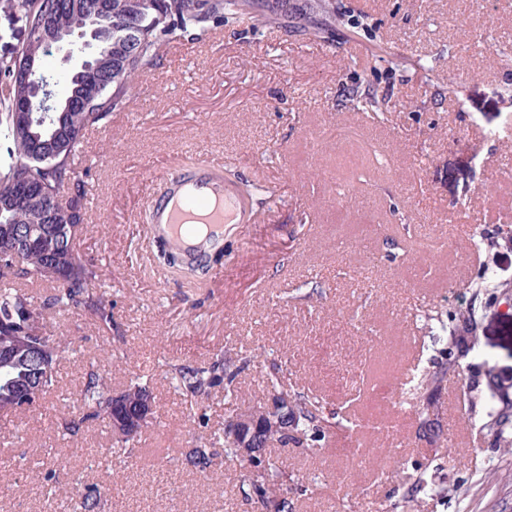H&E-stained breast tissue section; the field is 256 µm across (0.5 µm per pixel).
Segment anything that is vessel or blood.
I'll use <instances>...</instances> for the list:
<instances>
[{"mask_svg": "<svg viewBox=\"0 0 512 512\" xmlns=\"http://www.w3.org/2000/svg\"><path fill=\"white\" fill-rule=\"evenodd\" d=\"M254 216L253 198L240 182L200 157L167 180L150 206L149 231L192 263L223 244L226 225L248 224Z\"/></svg>", "mask_w": 512, "mask_h": 512, "instance_id": "1", "label": "vessel or blood"}]
</instances>
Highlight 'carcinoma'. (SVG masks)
<instances>
[{
  "label": "carcinoma",
  "instance_id": "1",
  "mask_svg": "<svg viewBox=\"0 0 512 512\" xmlns=\"http://www.w3.org/2000/svg\"><path fill=\"white\" fill-rule=\"evenodd\" d=\"M91 0H0V38L13 40L9 54L0 59V72L8 79L6 93L0 99V140L5 157L0 163V410L12 415L42 407L46 395L56 383V364L62 341L47 335L48 320L71 310L82 311L99 325L112 330V303L96 291L99 267L84 262L75 251L76 240L88 231L84 224L83 201L88 182L78 177L75 168L76 147L83 134L99 125L113 112L122 109L128 89L136 77L156 66L176 32L205 35L213 26H222L229 18L252 14L251 0H112V15L104 19L112 28V40L103 43L91 59L93 71L67 72L70 105L49 113L43 124L37 122L39 109L32 102L20 111L17 98L24 94L13 83L17 66L28 58L41 61L46 56L44 32L72 34L87 20ZM355 108L381 110L384 105L377 90L367 88L352 95ZM56 200L51 213L45 199ZM23 230L30 242L23 244L17 232ZM24 282H50L54 293L37 302L21 288ZM42 336L51 360L50 371L34 385L29 348L19 337ZM247 365V358L221 357L207 366H173L170 379L190 402L199 405L218 384L235 391L236 377ZM452 362L433 369L414 370L406 394L425 387L437 391L447 378ZM499 395H490L486 425L497 440L512 447V382L490 386ZM30 405L18 403L21 393ZM76 396L85 408L79 419L64 421V429L73 437L89 420L105 418L114 422L112 401L127 409H136L150 396L149 386L138 377L120 392H112L105 377L91 372L77 389ZM292 420L288 432L264 434V444L315 449L332 428L331 417L303 396L289 397ZM142 432L135 424L119 432V442L127 453ZM189 462L200 472L212 464L205 448H196ZM288 472L267 456L263 471L247 474L246 498L264 503L269 512H289L290 502L282 496Z\"/></svg>",
  "mask_w": 512,
  "mask_h": 512
}]
</instances>
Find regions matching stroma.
Listing matches in <instances>:
<instances>
[{
    "instance_id": "obj_1",
    "label": "stroma",
    "mask_w": 512,
    "mask_h": 512,
    "mask_svg": "<svg viewBox=\"0 0 512 512\" xmlns=\"http://www.w3.org/2000/svg\"><path fill=\"white\" fill-rule=\"evenodd\" d=\"M335 3L340 22L314 38L262 20L181 34L81 139L76 251L104 272L112 330L75 311L49 322L66 340L54 390L0 418V512H71L91 488L100 512H260L217 435L241 402L265 400L273 362L337 421L318 452L276 450L293 512H409L414 498L420 512H512V448L483 427L491 380L512 378V318L474 285L482 266L512 285V0ZM494 45L509 55L490 67ZM366 85L385 112L354 109ZM200 151L257 185L255 220L186 276L159 265L146 213ZM468 323L476 346L443 338ZM220 354L250 359L240 400L218 385L190 409L169 367ZM450 358L464 373L438 390L427 436L399 384ZM91 368L116 392L147 377L154 413L134 454L102 419L63 436ZM201 445L216 455L205 476L187 460ZM418 464L447 495L412 488Z\"/></svg>"
}]
</instances>
